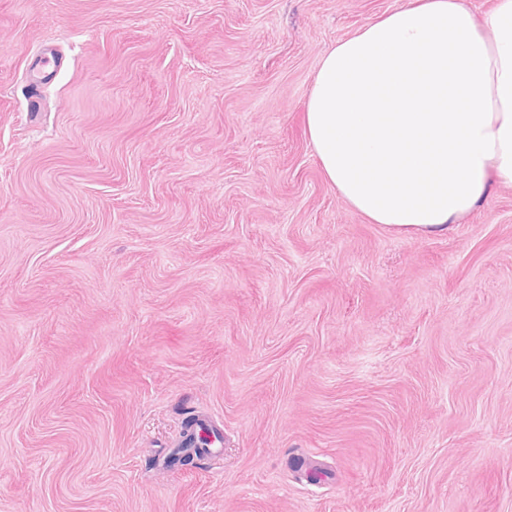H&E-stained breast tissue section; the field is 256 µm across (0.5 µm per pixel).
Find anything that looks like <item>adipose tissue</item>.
Segmentation results:
<instances>
[{
  "label": "adipose tissue",
  "mask_w": 512,
  "mask_h": 512,
  "mask_svg": "<svg viewBox=\"0 0 512 512\" xmlns=\"http://www.w3.org/2000/svg\"><path fill=\"white\" fill-rule=\"evenodd\" d=\"M336 192L399 233L445 231L512 184V0H406L321 59L305 104Z\"/></svg>",
  "instance_id": "1"
}]
</instances>
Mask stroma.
Returning a JSON list of instances; mask_svg holds the SVG:
<instances>
[{"label":"stroma","instance_id":"obj_1","mask_svg":"<svg viewBox=\"0 0 512 512\" xmlns=\"http://www.w3.org/2000/svg\"><path fill=\"white\" fill-rule=\"evenodd\" d=\"M402 2L0 0V512H512V186L400 235L306 132ZM203 426L196 428L195 438L188 442L192 445L208 448L210 454L217 456L224 446V433L217 430L213 421L207 416H201Z\"/></svg>","mask_w":512,"mask_h":512}]
</instances>
